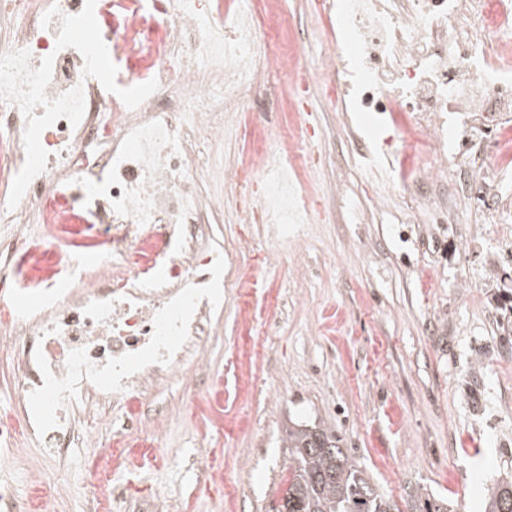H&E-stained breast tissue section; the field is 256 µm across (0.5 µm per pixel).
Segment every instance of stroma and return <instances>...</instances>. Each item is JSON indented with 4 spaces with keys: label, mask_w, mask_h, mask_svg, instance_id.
Segmentation results:
<instances>
[{
    "label": "stroma",
    "mask_w": 512,
    "mask_h": 512,
    "mask_svg": "<svg viewBox=\"0 0 512 512\" xmlns=\"http://www.w3.org/2000/svg\"><path fill=\"white\" fill-rule=\"evenodd\" d=\"M286 18L275 47L299 52L307 112L289 111L275 80L258 82L260 124L239 113L229 148L246 159L254 136L294 158L297 144L323 155L317 172L301 169L321 222L297 245L269 242L259 226L229 223L214 211L206 233L224 243V273L264 290L249 307L269 314L267 334L249 324L240 301L225 296L204 364L185 368L202 382L189 394L180 380L152 387L141 427L116 478L130 490L128 512H151L148 495L170 497L179 512H274L288 478L291 422L332 429L341 448L399 508L411 488L447 497L452 512H481L486 483L512 463V338L504 336L498 292L484 267L492 236L467 249L463 236L481 219L467 201L453 224H430L415 203V223L399 224L367 196L365 173L384 161L383 130L343 122L328 107L321 69L328 41L311 0H276ZM398 151L388 172L407 202L405 162L428 141L411 115L395 124ZM166 420L164 456L145 461L138 447ZM21 457L0 448V482L19 500L51 483L38 512H85L96 491L91 473L112 445V411L92 438L67 456L46 454L18 437Z\"/></svg>",
    "instance_id": "obj_1"
}]
</instances>
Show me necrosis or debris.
I'll use <instances>...</instances> for the list:
<instances>
[{"mask_svg":"<svg viewBox=\"0 0 512 512\" xmlns=\"http://www.w3.org/2000/svg\"><path fill=\"white\" fill-rule=\"evenodd\" d=\"M117 7L111 25L97 16ZM349 32L324 57L339 112L413 113L430 151L411 191L449 217L501 199L489 156L512 120V0H314ZM251 0L230 17L200 0H0V213L14 225L0 272V346L18 355L13 399L40 447L66 451L87 409L182 378L213 332L223 248L200 234L199 140H223L216 98L236 111L262 74L306 89L298 53L272 54ZM394 81H386L385 73ZM241 224L288 239L313 223L281 153L224 168ZM51 224L57 238L32 243ZM490 277L512 289V225H493Z\"/></svg>","mask_w":512,"mask_h":512,"instance_id":"4bbe7bcc","label":"necrosis or debris"}]
</instances>
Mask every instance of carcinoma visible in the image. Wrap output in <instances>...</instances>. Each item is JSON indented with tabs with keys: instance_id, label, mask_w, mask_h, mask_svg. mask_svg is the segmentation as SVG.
Instances as JSON below:
<instances>
[{
	"instance_id": "obj_1",
	"label": "carcinoma",
	"mask_w": 512,
	"mask_h": 512,
	"mask_svg": "<svg viewBox=\"0 0 512 512\" xmlns=\"http://www.w3.org/2000/svg\"><path fill=\"white\" fill-rule=\"evenodd\" d=\"M288 488L277 512H394L393 505L339 446L332 431L299 423L288 429ZM411 512H448V500L420 488ZM483 512H512V471L487 485Z\"/></svg>"
}]
</instances>
